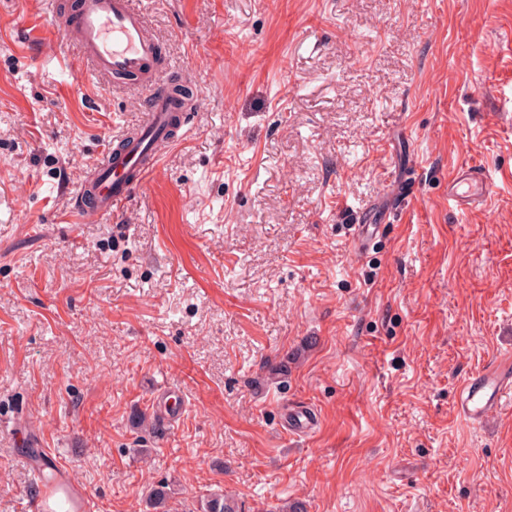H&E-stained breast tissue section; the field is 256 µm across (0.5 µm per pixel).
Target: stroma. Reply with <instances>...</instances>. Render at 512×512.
Returning <instances> with one entry per match:
<instances>
[{
    "label": "stroma",
    "instance_id": "obj_1",
    "mask_svg": "<svg viewBox=\"0 0 512 512\" xmlns=\"http://www.w3.org/2000/svg\"><path fill=\"white\" fill-rule=\"evenodd\" d=\"M135 2L200 110L83 224L69 189L149 88L0 0V512L41 470L95 512L160 481L169 512H512V401L457 406L512 356V0ZM463 164L492 189L460 212ZM512 392V360L502 359L472 374L458 393L460 412L473 422L485 420Z\"/></svg>",
    "mask_w": 512,
    "mask_h": 512
}]
</instances>
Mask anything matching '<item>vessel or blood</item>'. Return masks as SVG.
Listing matches in <instances>:
<instances>
[{
    "label": "vessel or blood",
    "instance_id": "vessel-or-blood-1",
    "mask_svg": "<svg viewBox=\"0 0 512 512\" xmlns=\"http://www.w3.org/2000/svg\"><path fill=\"white\" fill-rule=\"evenodd\" d=\"M67 36L76 47L74 64L87 65L100 77L134 75L151 83L143 123L132 134L115 136L94 164L95 179L71 191L72 208L80 221L94 223L124 203L156 169L166 149L192 130L194 108L178 104L172 83L154 81L161 44L133 0H79L67 19ZM490 189L475 165L458 166L448 177V200L463 211L482 205ZM510 396L512 360L505 358L463 383L458 407L477 422Z\"/></svg>",
    "mask_w": 512,
    "mask_h": 512
}]
</instances>
